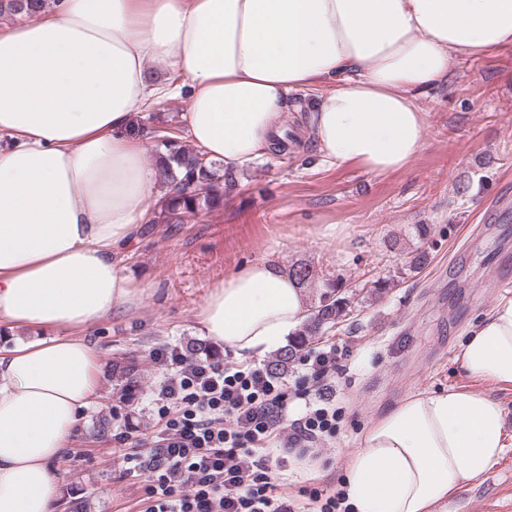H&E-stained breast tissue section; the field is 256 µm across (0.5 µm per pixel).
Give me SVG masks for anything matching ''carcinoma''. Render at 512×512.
<instances>
[{"label": "carcinoma", "mask_w": 512, "mask_h": 512, "mask_svg": "<svg viewBox=\"0 0 512 512\" xmlns=\"http://www.w3.org/2000/svg\"><path fill=\"white\" fill-rule=\"evenodd\" d=\"M47 0H0V18L27 16L44 8ZM161 144L171 157L176 159L180 170H164L168 192L159 200L158 216L149 220L151 224H181L188 213L203 208H215L224 203V195L233 192L239 183L238 174L224 170V165L213 160H204L201 153L183 147L175 131L162 136ZM298 136L273 140L269 152L280 157L300 147ZM352 313V293L341 280H329L316 306L288 349L270 366L275 373L285 369L298 356L310 340L326 334L330 329L346 321Z\"/></svg>", "instance_id": "1"}]
</instances>
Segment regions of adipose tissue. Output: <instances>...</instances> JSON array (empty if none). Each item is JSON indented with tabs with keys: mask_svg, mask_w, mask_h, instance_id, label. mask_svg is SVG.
<instances>
[{
	"mask_svg": "<svg viewBox=\"0 0 512 512\" xmlns=\"http://www.w3.org/2000/svg\"><path fill=\"white\" fill-rule=\"evenodd\" d=\"M512 46V0H59L0 26V327L37 330L0 353V512H55L53 460L97 392L85 329L133 304L119 253L151 216L164 174L134 114L185 97L186 139L240 171L264 154L292 92L321 86L306 123L324 159L383 175L421 151L414 96L454 63ZM181 75L155 79L150 64ZM304 288L261 259L207 295L200 335L258 356L308 318ZM512 386V296L457 357ZM482 390L411 394L366 429L340 483L355 512H436L507 446Z\"/></svg>",
	"mask_w": 512,
	"mask_h": 512,
	"instance_id": "obj_1",
	"label": "adipose tissue"
}]
</instances>
